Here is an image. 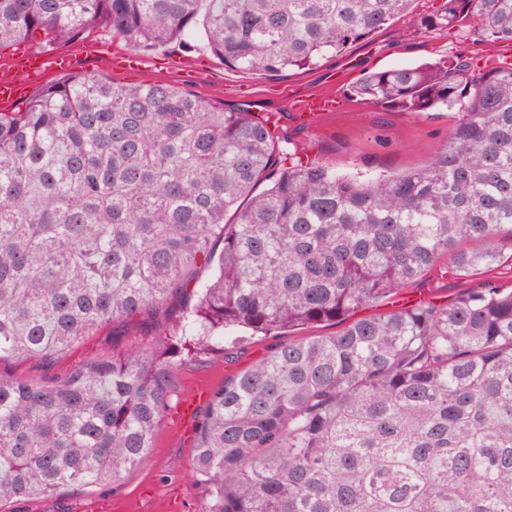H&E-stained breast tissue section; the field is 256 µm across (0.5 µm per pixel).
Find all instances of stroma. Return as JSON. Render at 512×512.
I'll return each instance as SVG.
<instances>
[{"label":"stroma","instance_id":"obj_1","mask_svg":"<svg viewBox=\"0 0 512 512\" xmlns=\"http://www.w3.org/2000/svg\"><path fill=\"white\" fill-rule=\"evenodd\" d=\"M443 0H415L410 13L399 16L365 40L350 45L342 53L326 58L304 70L254 74L225 67L208 51L174 41L151 51L156 65L152 71L119 73L103 62L90 65L81 57L84 46L98 44L115 51L126 50L124 41L113 38L106 23H98L86 34L67 44L48 45L34 38L10 46L12 55L33 52L50 58L60 53L74 55V70L110 80L117 86L158 82L185 88L213 104H223L263 116L281 117L279 135L294 142L301 157L325 162L337 171L354 176H391L428 165L448 145V132L457 119L455 111L405 112L368 101L351 102L349 109L322 117L315 127L297 126L289 97L316 90H334L344 95L349 85L364 72L415 67L443 60L469 63V81H476L491 58L505 51L502 43L476 40L468 20H461L442 35L422 32L418 21L437 11ZM190 58L197 66L189 72L169 69L172 58ZM462 280L447 274H431L409 285L395 298L365 308V315H378L413 304L423 297L444 303L463 288ZM190 297L174 300L152 326L129 324L114 330L103 329L68 353L53 366L39 360L5 362L0 373L23 379L44 374L60 376L75 363L126 351L168 334L175 326L179 307ZM276 342L272 336H256L225 353L221 346H191L172 373L174 397L188 395L194 383L216 386L225 377L248 367ZM177 490L181 512H203L207 488L193 476L192 442L178 435L169 421H162L149 460L126 472L119 485L98 487L87 493L65 489L48 498L21 499L11 503V512H75L77 504L95 499L109 504V512H169L165 497Z\"/></svg>","mask_w":512,"mask_h":512}]
</instances>
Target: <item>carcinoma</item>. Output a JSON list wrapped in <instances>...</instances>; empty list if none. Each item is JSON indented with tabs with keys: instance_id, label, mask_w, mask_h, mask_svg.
Instances as JSON below:
<instances>
[{
	"instance_id": "cac0c4a2",
	"label": "carcinoma",
	"mask_w": 512,
	"mask_h": 512,
	"mask_svg": "<svg viewBox=\"0 0 512 512\" xmlns=\"http://www.w3.org/2000/svg\"><path fill=\"white\" fill-rule=\"evenodd\" d=\"M412 2L0 0V47L39 31L68 42L102 19L139 51L201 26L224 66L265 74L313 67ZM466 18L512 43V0H445L419 25L441 35ZM466 73L396 68L351 86L413 112L460 107L427 166L367 182L168 84L70 74L0 112V363L54 364L195 296L161 343L62 377L0 373V512L145 463L182 345L317 322L341 328L275 344L197 410L205 512H512V287L492 276L512 237V68L469 92ZM442 262L483 282L354 318Z\"/></svg>"
}]
</instances>
